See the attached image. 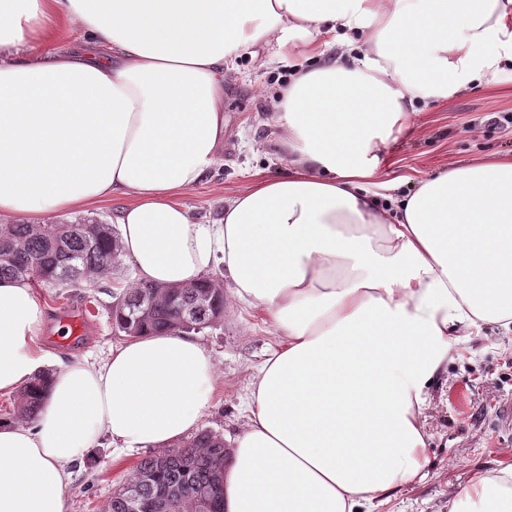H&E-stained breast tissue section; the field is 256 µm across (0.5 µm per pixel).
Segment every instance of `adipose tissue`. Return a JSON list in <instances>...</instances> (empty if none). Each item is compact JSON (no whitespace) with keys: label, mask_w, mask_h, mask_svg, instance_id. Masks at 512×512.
<instances>
[{"label":"adipose tissue","mask_w":512,"mask_h":512,"mask_svg":"<svg viewBox=\"0 0 512 512\" xmlns=\"http://www.w3.org/2000/svg\"><path fill=\"white\" fill-rule=\"evenodd\" d=\"M74 24L97 59L36 56ZM244 52L297 59L270 100L288 172L204 224L181 196L221 159ZM510 64L512 0H0V218L119 198V258L140 280L187 285L221 263L276 333L224 512H357L418 477L449 337L512 327V157L396 194L372 182L421 105ZM43 326L29 284L1 279L0 394L41 371L50 384L35 424L0 420V512H68L72 469L101 438L170 446L215 393L188 334L66 365ZM449 512H512V464L474 471Z\"/></svg>","instance_id":"1"}]
</instances>
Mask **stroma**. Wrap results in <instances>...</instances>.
Returning <instances> with one entry per match:
<instances>
[{"instance_id":"1","label":"stroma","mask_w":512,"mask_h":512,"mask_svg":"<svg viewBox=\"0 0 512 512\" xmlns=\"http://www.w3.org/2000/svg\"><path fill=\"white\" fill-rule=\"evenodd\" d=\"M238 72L224 86V155L183 201L198 221L215 223L224 216V201L256 175L285 173L269 117V100L288 77L286 63L259 65L250 55L236 62ZM512 67L493 87L467 90L444 104L423 106L411 130L395 145L385 180L402 189L447 169L451 164L485 162L512 155ZM131 265L120 264L112 276L87 288L49 286L34 294L45 310L41 341L63 363L98 362L124 334L112 326L117 288L135 285ZM68 311L83 317L81 335L60 320ZM210 351L219 392L200 427L232 440L247 422L245 406L252 376L274 343L261 314L224 297V317L198 333ZM426 417L427 461L419 478L375 512H448L457 489L478 468L512 463V421L499 408L512 401V336L497 326L479 335L450 341L448 365L429 388ZM145 450L117 452L109 444L91 448L74 469L66 489L69 512H107L119 488L145 457Z\"/></svg>"}]
</instances>
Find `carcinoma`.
<instances>
[{"mask_svg": "<svg viewBox=\"0 0 512 512\" xmlns=\"http://www.w3.org/2000/svg\"><path fill=\"white\" fill-rule=\"evenodd\" d=\"M9 258L0 259V278L22 279L35 286L66 281L78 287L91 285L112 272L118 257V236L110 224L90 219L83 224H0V249ZM205 281L167 289L139 282L115 293L112 322L121 329L126 315L134 311V333L196 332L205 329L197 321H185L180 308L196 299ZM176 296L175 301L152 308L143 305L151 296ZM46 380L34 377L21 388L17 415L34 419L42 410ZM231 449L224 437L202 430L191 440L168 450L161 461L152 454L139 462L127 481L112 495L108 512H180L170 503L193 496L209 503L208 512H224V461Z\"/></svg>", "mask_w": 512, "mask_h": 512, "instance_id": "obj_1", "label": "carcinoma"}]
</instances>
